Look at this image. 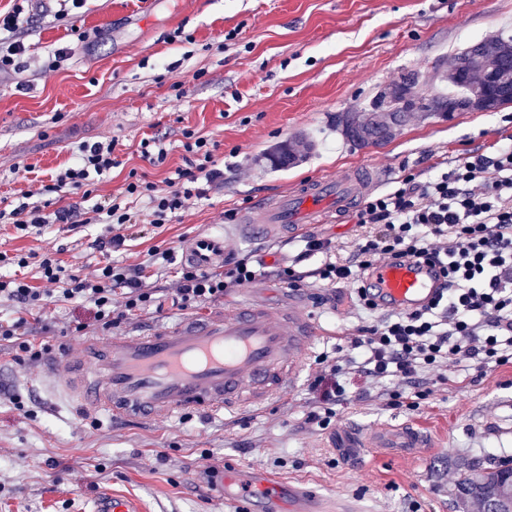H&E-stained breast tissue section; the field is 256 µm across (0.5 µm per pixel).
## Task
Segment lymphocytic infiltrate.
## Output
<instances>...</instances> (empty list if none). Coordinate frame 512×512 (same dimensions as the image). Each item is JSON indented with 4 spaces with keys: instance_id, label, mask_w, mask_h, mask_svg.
Wrapping results in <instances>:
<instances>
[{
    "instance_id": "lymphocytic-infiltrate-1",
    "label": "lymphocytic infiltrate",
    "mask_w": 512,
    "mask_h": 512,
    "mask_svg": "<svg viewBox=\"0 0 512 512\" xmlns=\"http://www.w3.org/2000/svg\"><path fill=\"white\" fill-rule=\"evenodd\" d=\"M184 163L168 178V191H159L137 170H129L125 193L146 199L152 222L167 223L170 214L191 198L204 194L203 183L223 181L207 139L184 130ZM114 144L85 143L75 166L58 173L44 185L43 194L71 188L91 196L90 174H104L118 167ZM72 209L46 214L43 206L19 202L11 211L0 210V221L11 220L27 233L54 220L69 223ZM359 226L374 225L352 258H335L331 239L310 234L302 239L298 261L320 255V267L305 273L289 266L274 270V277L293 287L312 276L330 284H357L363 272L381 261L410 259L438 264L443 284L424 307L398 312L365 326L347 337L352 355L344 361L320 356V373L310 384L317 409L310 422L327 427L336 408L348 401L357 379H401L413 389L409 409H417L430 391L422 387L421 374L447 365H467L485 370L512 364V144L504 145L491 159L461 162L449 172L417 183L406 178L402 187L368 200L357 215ZM18 268L36 266L48 289L32 286L17 275L0 274V299L23 310L39 308L50 297L88 307L101 329L119 328L128 315L154 306L153 291L142 284V268L106 262L95 279L70 273L60 260L35 252L5 257ZM257 275L248 258H240L224 272H208L186 265L180 270L177 298L181 308L223 299L233 288ZM122 287V309H115L112 295ZM360 306L369 311L378 305L364 289L356 291Z\"/></svg>"
}]
</instances>
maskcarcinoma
Segmentation results:
<instances>
[{
  "label": "carcinoma",
  "instance_id": "carcinoma-1",
  "mask_svg": "<svg viewBox=\"0 0 512 512\" xmlns=\"http://www.w3.org/2000/svg\"><path fill=\"white\" fill-rule=\"evenodd\" d=\"M432 79L444 83V88L428 98L417 95L419 74L410 72L393 84L394 111L380 109L376 97L368 110L350 113L342 120L347 140L358 147L385 144L394 138L397 127L413 119L442 116L450 108L457 112H492L512 104V35L501 33L462 49L450 67H434ZM301 146L313 149L307 139L281 145L269 154L271 164L282 169L296 164ZM457 492L463 509L472 503L483 508L497 500L501 512H512V462L465 470L457 481Z\"/></svg>",
  "mask_w": 512,
  "mask_h": 512
}]
</instances>
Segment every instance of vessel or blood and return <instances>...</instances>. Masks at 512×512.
Masks as SVG:
<instances>
[{"instance_id":"b4317fda","label":"vessel or blood","mask_w":512,"mask_h":512,"mask_svg":"<svg viewBox=\"0 0 512 512\" xmlns=\"http://www.w3.org/2000/svg\"><path fill=\"white\" fill-rule=\"evenodd\" d=\"M381 179L373 171L349 170L256 200L241 211L234 232L187 240L182 260L209 269L224 264L236 237L273 242L302 236L323 215H341L364 202ZM440 281L438 268L408 261L374 265L364 277L380 306L397 312L425 305ZM320 333L300 298L280 307L240 300L187 313L161 331L88 337L80 354L49 360L38 380L97 416L151 422L186 414L215 417L265 407L293 389ZM396 445L424 448L428 437L407 424L398 428ZM216 494L231 512H328L305 483L233 465L225 466Z\"/></svg>"}]
</instances>
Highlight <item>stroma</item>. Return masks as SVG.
<instances>
[{
    "label": "stroma",
    "instance_id": "1",
    "mask_svg": "<svg viewBox=\"0 0 512 512\" xmlns=\"http://www.w3.org/2000/svg\"><path fill=\"white\" fill-rule=\"evenodd\" d=\"M19 31L28 48L22 71L0 73V208L39 193L52 175L74 166L82 143H115L121 165L96 177L91 198L67 192L56 206L75 211L70 224H47L28 236L0 223V252L56 254L74 274L92 277L108 258L145 263L150 250L180 252L200 232L220 233L258 197L275 198L318 175L356 167L386 172L383 194L408 176L424 181L470 157H495L512 142V104L495 112H459L452 120L412 121L380 146L358 148L336 125L408 71L428 78L433 66L484 38L512 34V0H25ZM183 30L174 38L175 30ZM235 40H226L227 32ZM66 49L56 58L57 49ZM181 90H173V83ZM216 143L223 181L206 188L156 226L144 202L132 211L115 255L97 249L110 238L90 223L95 201L121 195L130 169L166 189L182 165V132ZM313 139L297 164L273 168L277 146ZM163 139L165 166L139 152L142 139ZM315 234L352 255L363 233L354 213L329 217ZM305 300L322 332L299 385L274 403L238 415L190 416L161 423L92 420L34 381L38 366L0 350V512H89L101 494L133 500L139 512H229L217 497L225 463L304 479L328 499L357 498L367 512H459L461 469L512 458V364L487 371L449 366L418 409L393 406L400 380L364 382L337 406L329 428L309 422V384L317 354L366 325L352 285L298 289L269 276L232 289L231 300ZM28 321L49 328L50 349L76 350L75 303L50 301ZM21 396L17 410L12 396ZM411 423L430 445L414 451L373 449L353 463L328 447L332 432L393 433ZM210 460H202V453ZM213 473H206V466Z\"/></svg>",
    "mask_w": 512,
    "mask_h": 512
}]
</instances>
